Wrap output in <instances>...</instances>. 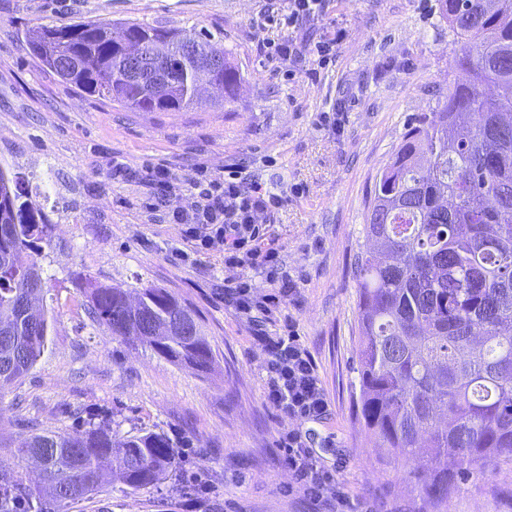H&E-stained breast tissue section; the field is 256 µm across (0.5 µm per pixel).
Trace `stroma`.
<instances>
[{"label":"stroma","instance_id":"35a3bbf8","mask_svg":"<svg viewBox=\"0 0 512 512\" xmlns=\"http://www.w3.org/2000/svg\"><path fill=\"white\" fill-rule=\"evenodd\" d=\"M281 0H0V169L29 184L53 226L42 262L44 307L53 314L44 352L20 381L0 389V468L31 474L21 450L35 431L71 434L91 415L113 432L178 441L170 480L137 491L103 485L68 512H175L179 489L208 482V512H336L314 502L284 462L283 436L299 429L321 465L342 470L361 512H436L420 491L433 473L387 462L357 414L358 294L375 180L407 129L455 78L461 45L436 0H327L323 18L283 25ZM138 20L196 27L223 39L243 79L224 104L204 98L185 112H134L64 83L29 51L26 33L75 20ZM336 46L288 61L287 39ZM337 122L321 123L322 113ZM186 178L228 166L281 194L259 222L280 253L276 279L296 293L281 313L255 321L224 301V283L263 273L225 266L220 250L186 261L183 227L149 212L150 173ZM93 281L168 289L199 315L213 349L207 372L170 362L113 336L85 311L73 272ZM295 331L330 402L319 421L289 419L264 394L266 351L254 336ZM448 512H512V464L487 461L460 478Z\"/></svg>","mask_w":512,"mask_h":512}]
</instances>
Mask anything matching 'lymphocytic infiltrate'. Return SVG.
I'll list each match as a JSON object with an SVG mask.
<instances>
[{"label": "lymphocytic infiltrate", "instance_id": "obj_1", "mask_svg": "<svg viewBox=\"0 0 512 512\" xmlns=\"http://www.w3.org/2000/svg\"><path fill=\"white\" fill-rule=\"evenodd\" d=\"M149 186L150 199L159 202L169 196L189 193L187 207L169 213L170 223L185 227V240L192 253L224 249V263L250 270H271L279 264V252L265 243V233L257 222L259 214L279 208L280 194L259 182H245L238 171L222 178L202 176L178 180L163 168L155 169ZM295 282L279 285L276 292L261 294L247 281L226 287L224 298L236 310L263 317L273 315L282 297L294 293ZM266 349V399L277 410L296 420H319L330 403L317 375L309 351L295 336L268 339ZM284 458L297 484L313 500L329 498L338 507L350 505L344 479L325 470L299 431L292 430L282 441Z\"/></svg>", "mask_w": 512, "mask_h": 512}]
</instances>
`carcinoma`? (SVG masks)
I'll use <instances>...</instances> for the list:
<instances>
[{
  "label": "carcinoma",
  "mask_w": 512,
  "mask_h": 512,
  "mask_svg": "<svg viewBox=\"0 0 512 512\" xmlns=\"http://www.w3.org/2000/svg\"><path fill=\"white\" fill-rule=\"evenodd\" d=\"M463 43L459 75L404 135L378 175L357 253L358 415L395 461L432 468L426 499L448 512V457L468 477L487 459L512 460V0H437ZM137 41L170 45L161 70L177 83L156 92L117 69L124 48L112 24L79 20L26 34L43 65L77 89L138 112H184L205 91L210 54L224 56V99L239 67L211 33L127 20ZM199 48L183 52L182 40ZM51 225L16 177L0 170V387L25 377L49 324L36 257ZM88 315L173 362L206 371L213 351L195 311L156 285H94ZM174 443L157 432L118 436L88 422L74 434L39 432L22 452L39 459L43 492L58 512L115 478L132 490L173 470ZM36 490L0 471V512Z\"/></svg>",
  "instance_id": "carcinoma-1"
}]
</instances>
